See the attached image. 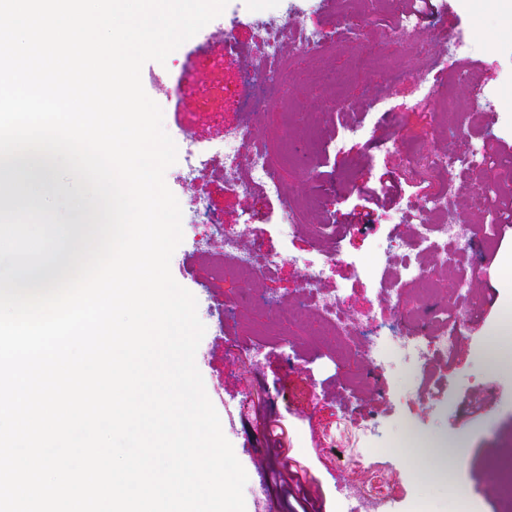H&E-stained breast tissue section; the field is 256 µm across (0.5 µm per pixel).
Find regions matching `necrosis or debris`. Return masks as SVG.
<instances>
[{
    "label": "necrosis or debris",
    "instance_id": "obj_1",
    "mask_svg": "<svg viewBox=\"0 0 512 512\" xmlns=\"http://www.w3.org/2000/svg\"><path fill=\"white\" fill-rule=\"evenodd\" d=\"M261 34L259 53L252 58L247 76L257 87L279 81V62L285 43H293L296 50L305 56H312L326 41L323 30L309 27L294 18L291 11H283L276 18L257 21ZM224 186L226 189L245 193L260 189L266 197L281 193V179L277 165L268 144L256 139L248 128L237 127L224 133ZM455 190L454 183H442L433 196L421 202H407L402 209L409 215L410 236L396 239L387 245L386 255L398 263V279L425 287L429 284L425 266L418 261V254L424 253L448 262L450 255H468L476 241H489L486 226L470 229L453 222L448 217V200ZM251 233L250 224L244 223L237 229L224 233V255L232 266L248 275L259 276L276 267L279 257L269 251L244 246L243 241ZM336 260L335 255L301 257L305 267L303 292L311 297L322 324L338 338H346L357 328L366 329L370 336V365L379 372L391 367L394 362H403L411 372H419L434 358H453L461 343L463 324L470 309L466 306L452 308L442 316L437 325L427 332L414 330L411 314L397 310V328L388 335L382 334L376 318L362 314L353 319L341 291L322 290L320 282L328 266Z\"/></svg>",
    "mask_w": 512,
    "mask_h": 512
}]
</instances>
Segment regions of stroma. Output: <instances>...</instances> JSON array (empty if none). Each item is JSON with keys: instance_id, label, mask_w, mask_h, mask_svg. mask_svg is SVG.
<instances>
[{"instance_id": "35a3bbf8", "label": "stroma", "mask_w": 512, "mask_h": 512, "mask_svg": "<svg viewBox=\"0 0 512 512\" xmlns=\"http://www.w3.org/2000/svg\"><path fill=\"white\" fill-rule=\"evenodd\" d=\"M413 5L322 0L319 12L305 13L304 22L324 29L329 42L312 74L306 58L286 45L284 82L265 94L266 109L284 115L276 131L250 119L253 90L243 68L259 50L253 19L281 14L283 0H229L221 35L206 43L192 37L165 63L150 61L141 71L174 142L187 135L206 148L223 140L225 127L246 124L267 140L282 167L278 198L225 190L205 166L191 185L177 166L165 173L182 210L183 240L170 270L195 296L206 327L195 362L247 473L246 512H267L283 499L266 478L277 462L264 454L265 417L286 431L288 461L311 476L321 512H347L345 491L354 484L365 490L362 512H373L379 500L393 512H408L418 499L431 512H452L451 494L460 488L475 496L480 512H512L503 491V462L512 457V333L502 327L512 309V229L495 233L490 245L461 264L428 262L434 285L428 311L461 303L454 284L463 273L472 277L470 293L478 304L453 359L434 362L418 381L398 366L369 373L356 360L369 351L361 330L344 342L316 340L318 316L303 296L304 269L294 261L316 247L339 254L322 288L340 289L350 314L368 312L382 324H395L384 288L390 269L380 257L391 238L407 231L398 220L402 200H423L440 181L411 171L402 157L374 158L375 146L394 134L414 137L428 126L432 135L424 152L441 151L458 137L482 142L500 182L512 185V0H427V21L406 37L397 16ZM461 30L470 33L474 48L454 60L448 45ZM353 51L371 57L372 70L320 87L322 73L348 69ZM397 64L458 103L483 87L495 93L494 104L470 121L447 117L418 103L412 83L389 84L384 69ZM189 75L205 94V106L177 103L174 90ZM343 124L361 133L339 154L331 142ZM200 195L225 227L251 218L254 243L280 253L279 268L254 280L217 274L220 250L200 246L213 233L207 215L194 208ZM290 205L301 210L303 223L288 237L279 221ZM324 224L328 233H315ZM283 310L289 322H279ZM365 445L376 449L371 466L352 474L341 460Z\"/></svg>"}]
</instances>
